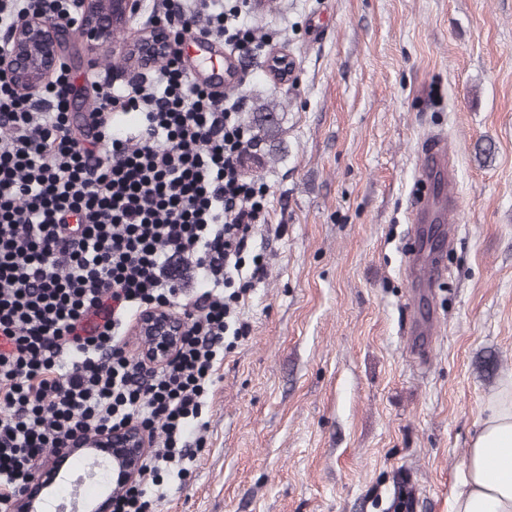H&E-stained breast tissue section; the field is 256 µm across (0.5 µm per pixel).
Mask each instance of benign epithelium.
<instances>
[{"label": "benign epithelium", "instance_id": "benign-epithelium-1", "mask_svg": "<svg viewBox=\"0 0 512 512\" xmlns=\"http://www.w3.org/2000/svg\"><path fill=\"white\" fill-rule=\"evenodd\" d=\"M144 9V0H110L107 7L96 0H81L78 19L67 24H46L39 20H25L0 32V40L9 52L0 57V80L30 93L49 76L64 66L62 54L70 36H84L96 44H105L114 27L129 22ZM173 41L169 30L157 26L132 49L135 59L150 60ZM271 72L279 80L295 79V63L286 54L274 58ZM183 324L175 319L168 307L159 306L147 312L135 329L144 338L148 357L164 362L179 344ZM112 443V464L105 476L106 484L125 487L139 473L148 447L142 430L127 427L109 436Z\"/></svg>", "mask_w": 512, "mask_h": 512}]
</instances>
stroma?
I'll return each instance as SVG.
<instances>
[{"label": "stroma", "instance_id": "1", "mask_svg": "<svg viewBox=\"0 0 512 512\" xmlns=\"http://www.w3.org/2000/svg\"><path fill=\"white\" fill-rule=\"evenodd\" d=\"M246 17L271 40L230 97L280 119L242 167L270 186L268 273L218 367L206 446L154 512H386L399 481L415 512H446L512 375V0H262ZM148 30L71 39L76 84L137 80L124 54ZM280 53L297 83L269 75ZM437 135L461 213L427 293L411 286L408 211Z\"/></svg>", "mask_w": 512, "mask_h": 512}]
</instances>
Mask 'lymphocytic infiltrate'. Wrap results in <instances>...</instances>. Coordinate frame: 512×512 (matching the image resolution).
Listing matches in <instances>:
<instances>
[{
	"mask_svg": "<svg viewBox=\"0 0 512 512\" xmlns=\"http://www.w3.org/2000/svg\"><path fill=\"white\" fill-rule=\"evenodd\" d=\"M76 0H0V29L74 17ZM247 0H154L148 24L200 33L245 57L265 39ZM74 123L69 68L29 95L0 82V512L49 448H80L135 424L153 452L112 512H149L166 477L186 478L204 444L207 400L224 344L249 333L237 309L265 276L255 237L270 187L245 179L258 139L180 49L138 82H92ZM134 115L135 129L117 124ZM112 302L96 334L76 327ZM167 306L185 333L161 364L132 357L131 324Z\"/></svg>",
	"mask_w": 512,
	"mask_h": 512,
	"instance_id": "lymphocytic-infiltrate-1",
	"label": "lymphocytic infiltrate"
}]
</instances>
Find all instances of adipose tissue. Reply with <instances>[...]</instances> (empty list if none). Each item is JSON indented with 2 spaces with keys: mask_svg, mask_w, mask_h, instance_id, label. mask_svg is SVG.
I'll return each mask as SVG.
<instances>
[{
  "mask_svg": "<svg viewBox=\"0 0 512 512\" xmlns=\"http://www.w3.org/2000/svg\"><path fill=\"white\" fill-rule=\"evenodd\" d=\"M447 512H512V377L485 403Z\"/></svg>",
  "mask_w": 512,
  "mask_h": 512,
  "instance_id": "obj_1",
  "label": "adipose tissue"
}]
</instances>
